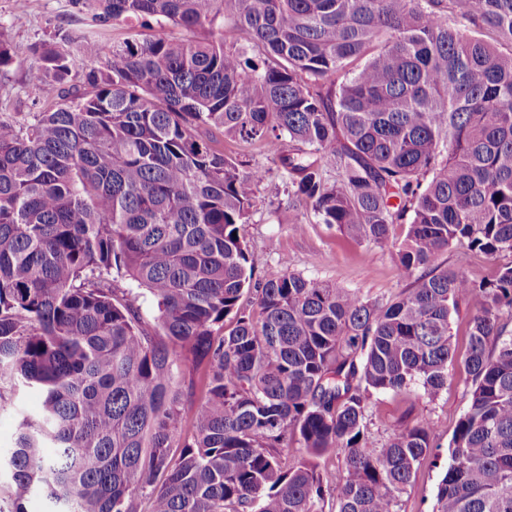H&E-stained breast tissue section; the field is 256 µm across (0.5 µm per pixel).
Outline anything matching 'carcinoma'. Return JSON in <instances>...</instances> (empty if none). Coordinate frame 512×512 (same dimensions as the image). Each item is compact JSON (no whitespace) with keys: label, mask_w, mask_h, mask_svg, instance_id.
Masks as SVG:
<instances>
[{"label":"carcinoma","mask_w":512,"mask_h":512,"mask_svg":"<svg viewBox=\"0 0 512 512\" xmlns=\"http://www.w3.org/2000/svg\"><path fill=\"white\" fill-rule=\"evenodd\" d=\"M73 4L131 29L77 81L67 44L33 49L44 109L0 118V512H397L432 425L379 447L367 401L447 385L463 302L472 389L433 512H512V0ZM214 129L265 150L288 207L392 244L408 288L253 282L271 169ZM457 243L511 260L477 282L438 263ZM337 452L326 486L312 458ZM215 135L218 139H224V154L231 156H244V159L246 157V159L250 160L252 164L259 163L273 167L270 160L266 158V155L263 152H260L257 145H250L240 141L237 142L231 139H225L218 132H215ZM471 310V305L462 304L459 312L453 316L451 324V331L461 354L465 351L467 345V321L471 315Z\"/></svg>","instance_id":"1"}]
</instances>
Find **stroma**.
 <instances>
[{"label": "stroma", "instance_id": "35a3bbf8", "mask_svg": "<svg viewBox=\"0 0 512 512\" xmlns=\"http://www.w3.org/2000/svg\"><path fill=\"white\" fill-rule=\"evenodd\" d=\"M89 16L78 14L70 0H0V41L38 47L77 30H90ZM30 60L13 59L0 67V118L14 120L33 109L29 95ZM282 187L270 178L262 199L244 226L245 241L256 259L255 277L267 279L289 269L322 283L358 290L370 299L388 300L408 284L391 248H381L317 223L312 214L297 216L278 204ZM303 230H296V220ZM448 268H463L475 281L492 280L497 260L455 244L440 255ZM471 379L461 365L448 369V385L436 396L412 386L373 394L366 412L367 426L378 444L403 426L423 420L434 426L435 447L418 465L399 501V512H431L437 485L448 466V446L460 417L468 408Z\"/></svg>", "mask_w": 512, "mask_h": 512}]
</instances>
